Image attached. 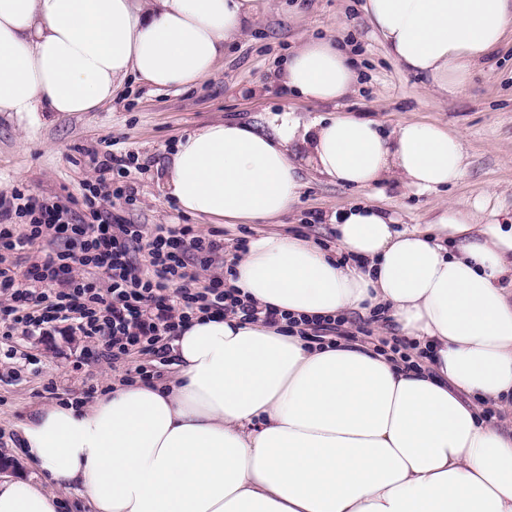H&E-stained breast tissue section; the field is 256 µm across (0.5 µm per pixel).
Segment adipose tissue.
<instances>
[{
    "mask_svg": "<svg viewBox=\"0 0 512 512\" xmlns=\"http://www.w3.org/2000/svg\"><path fill=\"white\" fill-rule=\"evenodd\" d=\"M267 0H0V112H90L131 78L178 89L209 77ZM390 55L460 92L512 31V0H367ZM277 80L311 103L358 81L335 36L292 52ZM459 134L349 115L267 127L213 122L180 138L162 190L189 215L249 224L285 214L311 168L344 185L396 176L421 190L463 172ZM338 257L267 233L228 286L294 317L389 311L426 368L356 344L307 347L284 328L195 319L171 341L162 385L114 383L94 404L37 410L29 461L82 488L91 512H512V226L456 214L447 232L395 229L364 202L329 218ZM24 479L0 512H58Z\"/></svg>",
    "mask_w": 512,
    "mask_h": 512,
    "instance_id": "adipose-tissue-1",
    "label": "adipose tissue"
}]
</instances>
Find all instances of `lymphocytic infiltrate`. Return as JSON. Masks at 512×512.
<instances>
[{
    "instance_id": "obj_1",
    "label": "lymphocytic infiltrate",
    "mask_w": 512,
    "mask_h": 512,
    "mask_svg": "<svg viewBox=\"0 0 512 512\" xmlns=\"http://www.w3.org/2000/svg\"><path fill=\"white\" fill-rule=\"evenodd\" d=\"M79 222L70 201L15 189L0 194V328L68 331L103 343L107 358L138 356L127 380L154 379L168 343L194 318L280 322L227 287L224 235L192 224H129L92 210Z\"/></svg>"
}]
</instances>
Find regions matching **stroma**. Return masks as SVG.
<instances>
[{
	"instance_id": "1",
	"label": "stroma",
	"mask_w": 512,
	"mask_h": 512,
	"mask_svg": "<svg viewBox=\"0 0 512 512\" xmlns=\"http://www.w3.org/2000/svg\"><path fill=\"white\" fill-rule=\"evenodd\" d=\"M366 0H272L270 10L225 47L214 72L195 86L156 89L130 79L111 102L91 112H50L29 127L14 112H0V193L12 188L76 200L77 216L89 218L86 183L94 182L96 158L107 148L135 157L123 183L130 198L104 206L133 224H197L169 198L162 185L178 138L214 121L265 124L271 111L291 107L303 121L338 112L374 120L385 128L416 119L459 133L466 157L460 180L421 191L399 178L358 189L301 172L299 202L274 225H224V260L235 257L236 239L277 231L301 234L336 250L329 217L349 204H375L397 229H428L461 210L481 224H512V39L473 70L465 89L453 97L432 90L425 77L405 71L388 54L367 22ZM340 35L360 74L355 89L334 104L304 102L275 78L281 61L305 38ZM103 347L79 335H0V483L25 478L53 492L59 512H88L78 486L60 487L32 467L18 439L21 427L45 406L91 405L120 381Z\"/></svg>"
}]
</instances>
